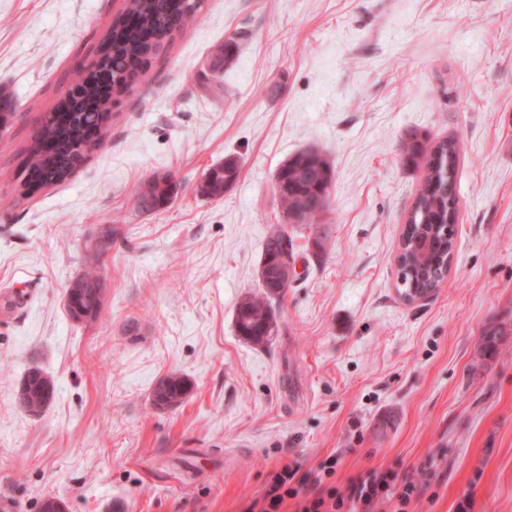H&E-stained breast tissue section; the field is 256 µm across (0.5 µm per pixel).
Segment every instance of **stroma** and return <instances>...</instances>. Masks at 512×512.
I'll list each match as a JSON object with an SVG mask.
<instances>
[{
    "label": "stroma",
    "mask_w": 512,
    "mask_h": 512,
    "mask_svg": "<svg viewBox=\"0 0 512 512\" xmlns=\"http://www.w3.org/2000/svg\"><path fill=\"white\" fill-rule=\"evenodd\" d=\"M123 7L0 0V507L243 512L283 466L305 479L335 453L339 491L381 469L424 484L408 512H512V0H204L114 100L103 147L25 192L34 136ZM410 130L459 153L450 270L412 302L396 267L421 177L400 156ZM306 148L334 168L327 253L300 252L280 334L255 346L236 308L283 220L275 173ZM227 158L236 182L200 196ZM156 174L177 193L141 212ZM92 268L103 308L79 324L66 290ZM33 367L55 385L38 417L16 402ZM171 373L190 395L156 409Z\"/></svg>",
    "instance_id": "35a3bbf8"
}]
</instances>
